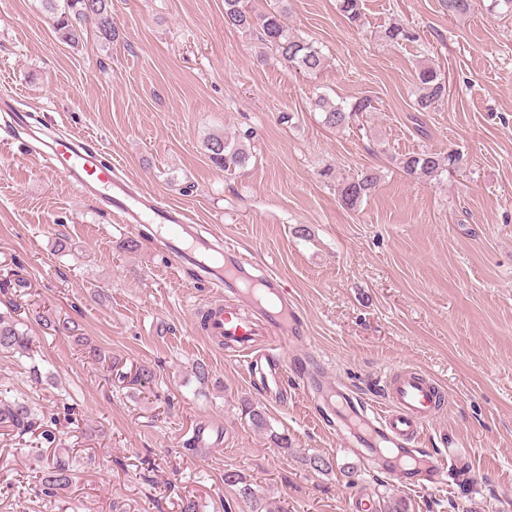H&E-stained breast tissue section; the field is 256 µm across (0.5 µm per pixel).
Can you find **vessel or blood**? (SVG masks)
I'll return each mask as SVG.
<instances>
[{
  "label": "vessel or blood",
  "mask_w": 512,
  "mask_h": 512,
  "mask_svg": "<svg viewBox=\"0 0 512 512\" xmlns=\"http://www.w3.org/2000/svg\"><path fill=\"white\" fill-rule=\"evenodd\" d=\"M19 143L27 156L82 196L99 199L117 223L159 225L166 233L161 246L173 265L221 256V265L210 267L203 276L204 286L231 292L254 315L242 318L235 307L219 301L195 312L193 326L216 347L244 356L250 380L267 400L280 402L289 376H296L321 396L325 409L347 429L368 468L380 469L408 489L444 483L452 458L414 446L440 414L443 392L433 378L412 368H395L385 377L382 405L354 400L330 384L325 369L310 353L307 326L279 276L267 273L259 287H252L253 264L245 254L202 234L182 208L162 203L119 175L93 137L72 134L46 147L28 129Z\"/></svg>",
  "instance_id": "vessel-or-blood-1"
}]
</instances>
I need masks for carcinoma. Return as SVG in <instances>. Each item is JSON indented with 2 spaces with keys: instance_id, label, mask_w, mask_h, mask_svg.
<instances>
[{
  "instance_id": "carcinoma-1",
  "label": "carcinoma",
  "mask_w": 512,
  "mask_h": 512,
  "mask_svg": "<svg viewBox=\"0 0 512 512\" xmlns=\"http://www.w3.org/2000/svg\"><path fill=\"white\" fill-rule=\"evenodd\" d=\"M64 7H59V2ZM44 12L51 16L57 38L69 45L79 42L82 24L90 22L96 29L99 40L110 44L120 37V32L112 18V0H40ZM440 5L448 17L465 14L470 8V0H440ZM339 11L349 22L357 24L361 19L360 0H338ZM288 12L287 0H274L268 9L261 13L249 11L243 0H224V22L256 38L285 65L307 74H316L323 67L325 57L321 50L307 39L288 31L285 16ZM385 43L394 47L414 40V33L401 25L387 27L382 35ZM416 107L418 112H428L439 105L446 96V81L433 66H421L416 72ZM313 107L321 112L323 123L341 129L349 126L354 117L374 109L372 100L359 97L352 103L335 101L322 94L315 97ZM210 159L226 172L244 167L249 159V151L240 143H230L224 137L214 135L207 141ZM460 155L454 151L443 156L430 150L409 153L396 162L405 174L432 179L454 167ZM379 176L373 171L343 179L338 183L341 204L356 210L362 202L375 192ZM30 352V338L23 328V322L15 316V311L0 312V354L27 356ZM252 425L259 431L269 430L265 412L259 407L245 404ZM0 420L11 424L18 432L27 433L34 425L29 408L11 402L0 403ZM47 470L45 494L67 486L72 476L69 459L54 455L43 459ZM224 481L239 486L240 495L254 498V491L241 475L231 472L224 475Z\"/></svg>"
}]
</instances>
